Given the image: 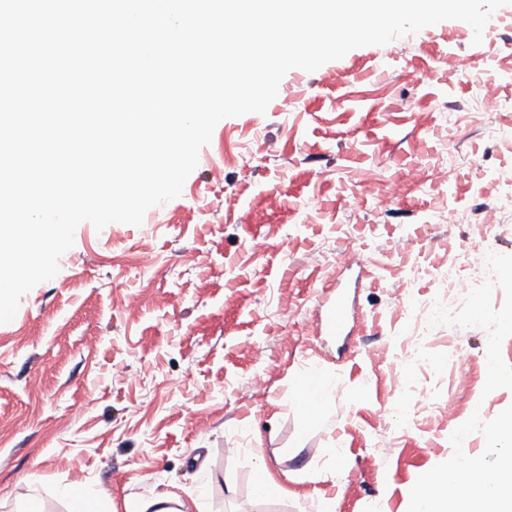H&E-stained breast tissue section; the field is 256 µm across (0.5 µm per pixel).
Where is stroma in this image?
<instances>
[{"label":"stroma","mask_w":512,"mask_h":512,"mask_svg":"<svg viewBox=\"0 0 512 512\" xmlns=\"http://www.w3.org/2000/svg\"><path fill=\"white\" fill-rule=\"evenodd\" d=\"M488 24L493 38L477 45L468 24L447 20L292 69L265 113L217 124L151 223H81L57 274L0 324V512L32 494L67 512L56 491L73 484L107 492L117 512L163 493L201 495L204 512H407L418 476L453 454L447 412L486 422L512 405V389L482 395L479 327H434L431 369L390 374L423 305L448 295L438 272L464 268L463 244L512 255V209L480 221L512 169V5ZM452 56L497 76L498 108L476 109L475 85L449 81L439 64ZM392 178L405 182L392 205L355 195ZM448 205L467 223H448ZM401 236L411 255L392 250ZM143 251L152 268H136ZM343 251L360 285L339 343L316 316L335 293L323 268ZM403 277L414 286L401 302ZM452 344L475 360L468 379L446 365ZM315 366L335 390L307 411ZM262 464L279 488L259 497Z\"/></svg>","instance_id":"stroma-1"}]
</instances>
